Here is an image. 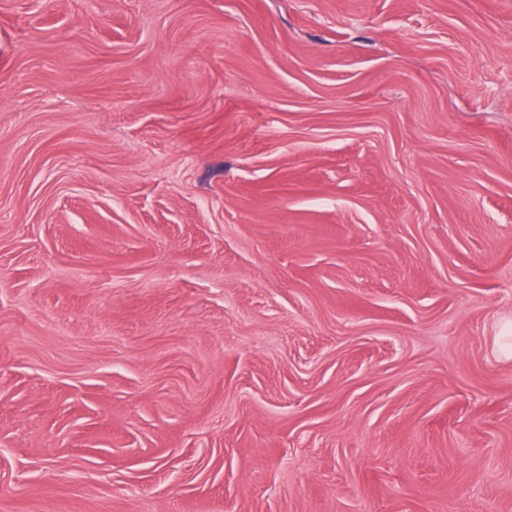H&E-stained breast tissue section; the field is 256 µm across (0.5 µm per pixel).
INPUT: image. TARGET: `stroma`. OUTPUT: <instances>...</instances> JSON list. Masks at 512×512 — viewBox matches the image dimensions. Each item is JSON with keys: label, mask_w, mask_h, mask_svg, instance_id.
Segmentation results:
<instances>
[{"label": "stroma", "mask_w": 512, "mask_h": 512, "mask_svg": "<svg viewBox=\"0 0 512 512\" xmlns=\"http://www.w3.org/2000/svg\"><path fill=\"white\" fill-rule=\"evenodd\" d=\"M0 512H512V0H0Z\"/></svg>", "instance_id": "35a3bbf8"}]
</instances>
